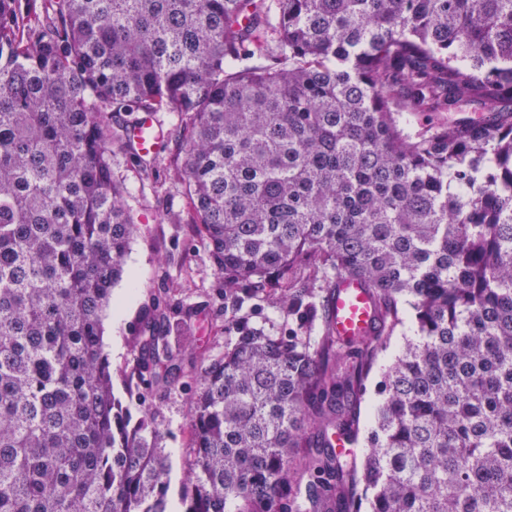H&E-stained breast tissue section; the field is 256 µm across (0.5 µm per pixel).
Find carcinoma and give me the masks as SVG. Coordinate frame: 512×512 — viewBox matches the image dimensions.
Instances as JSON below:
<instances>
[{
    "label": "carcinoma",
    "mask_w": 512,
    "mask_h": 512,
    "mask_svg": "<svg viewBox=\"0 0 512 512\" xmlns=\"http://www.w3.org/2000/svg\"><path fill=\"white\" fill-rule=\"evenodd\" d=\"M27 2L0 0V512H169L161 433L102 350L135 111L177 114L219 278L274 275L302 313L195 372L186 512H512V0ZM345 278L376 331L311 335ZM407 310L359 471L330 440ZM155 325L141 402L182 372Z\"/></svg>",
    "instance_id": "cac0c4a2"
}]
</instances>
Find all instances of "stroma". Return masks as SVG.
<instances>
[{"label":"stroma","instance_id":"obj_1","mask_svg":"<svg viewBox=\"0 0 512 512\" xmlns=\"http://www.w3.org/2000/svg\"><path fill=\"white\" fill-rule=\"evenodd\" d=\"M177 150L175 141H168L164 151L143 164L120 147L112 149V178L135 226L125 274L112 289L113 302L122 308L107 309L103 326L105 335L121 343L120 353L110 358L114 393L128 404L132 418L145 409L154 418L159 445L170 455L168 496L179 500L189 493L186 483L195 461L189 415L195 369L221 358L238 327L284 336L297 316L289 312L275 281L259 290L220 283L208 242L191 223L183 188L170 175ZM153 316L160 328L182 337L184 375L156 387L141 406L132 399L136 341Z\"/></svg>","mask_w":512,"mask_h":512}]
</instances>
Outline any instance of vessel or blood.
<instances>
[{"label":"vessel or blood","instance_id":"b4317fda","mask_svg":"<svg viewBox=\"0 0 512 512\" xmlns=\"http://www.w3.org/2000/svg\"><path fill=\"white\" fill-rule=\"evenodd\" d=\"M159 120L156 113L143 112L129 125L127 138L140 158H154L161 150ZM329 320L338 336L356 338L371 333L376 325L372 297L355 279H344L332 292Z\"/></svg>","mask_w":512,"mask_h":512}]
</instances>
